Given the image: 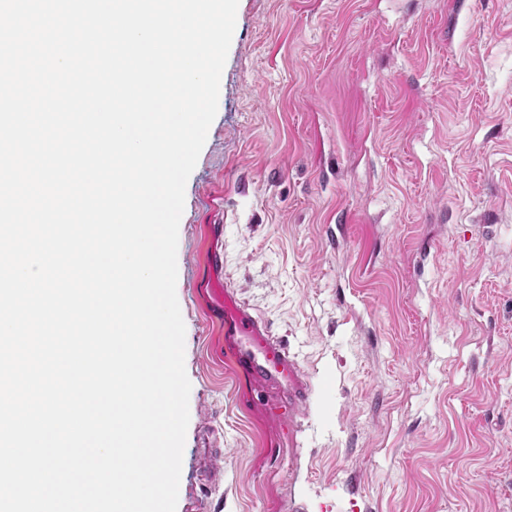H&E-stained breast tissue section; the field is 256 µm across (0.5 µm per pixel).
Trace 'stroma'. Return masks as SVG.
Segmentation results:
<instances>
[{
	"instance_id": "35a3bbf8",
	"label": "stroma",
	"mask_w": 512,
	"mask_h": 512,
	"mask_svg": "<svg viewBox=\"0 0 512 512\" xmlns=\"http://www.w3.org/2000/svg\"><path fill=\"white\" fill-rule=\"evenodd\" d=\"M177 267V512H512V0H239ZM228 288L288 416L242 405ZM224 343L233 346L241 371L267 390L266 407L272 415H279L283 408L274 390L288 386V382L296 386V399L306 400L308 389L297 379L296 363L288 349L271 337L267 324L232 300L227 289L224 291Z\"/></svg>"
}]
</instances>
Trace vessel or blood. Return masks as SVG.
<instances>
[{
  "mask_svg": "<svg viewBox=\"0 0 512 512\" xmlns=\"http://www.w3.org/2000/svg\"><path fill=\"white\" fill-rule=\"evenodd\" d=\"M224 341L232 346L241 371L267 390L271 414H280L282 403L276 392L287 384H295L298 400H306L308 389L298 383L296 363L287 348L271 337L267 324L229 297L224 300Z\"/></svg>",
  "mask_w": 512,
  "mask_h": 512,
  "instance_id": "b4317fda",
  "label": "vessel or blood"
}]
</instances>
